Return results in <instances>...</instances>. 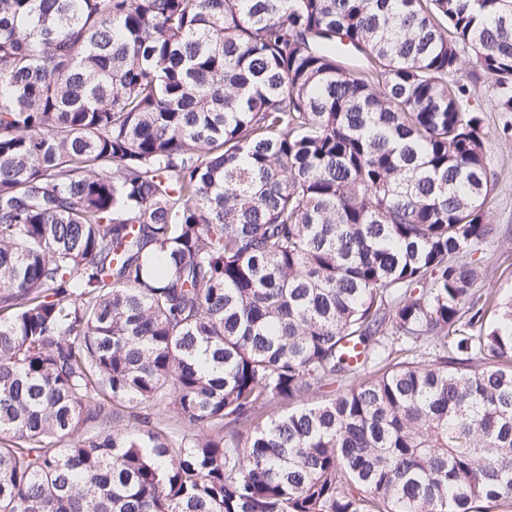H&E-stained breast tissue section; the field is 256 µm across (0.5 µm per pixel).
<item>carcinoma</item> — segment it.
<instances>
[{
	"label": "carcinoma",
	"instance_id": "cac0c4a2",
	"mask_svg": "<svg viewBox=\"0 0 512 512\" xmlns=\"http://www.w3.org/2000/svg\"><path fill=\"white\" fill-rule=\"evenodd\" d=\"M490 110L512 0H0V512L511 508Z\"/></svg>",
	"mask_w": 512,
	"mask_h": 512
}]
</instances>
